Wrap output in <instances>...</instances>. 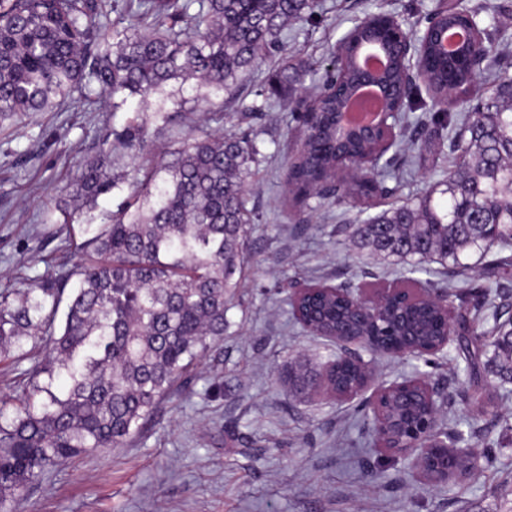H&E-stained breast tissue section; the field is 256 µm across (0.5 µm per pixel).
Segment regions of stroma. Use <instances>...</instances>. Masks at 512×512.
I'll use <instances>...</instances> for the list:
<instances>
[{
    "label": "stroma",
    "instance_id": "stroma-1",
    "mask_svg": "<svg viewBox=\"0 0 512 512\" xmlns=\"http://www.w3.org/2000/svg\"><path fill=\"white\" fill-rule=\"evenodd\" d=\"M441 0H317L316 16L284 32L285 48L310 65L304 79L315 94L338 42L378 6L405 16L415 34L421 17ZM274 61L261 63L239 104L213 117L220 100L198 89L189 118L150 135L176 148L194 124L216 134L245 129L237 110L263 105L256 123L265 156L249 183L257 220L254 264L239 290L240 305L211 357L186 374L187 390L164 400L140 437L115 451L94 453L45 473L20 512H507L512 507V399L477 412L470 386L472 361L464 345L472 332L493 326L494 306L512 308V279L494 301L483 294V266L465 275L421 274L452 308L456 335L447 350L423 358L381 357L375 382L387 385L422 376L443 395L446 431L470 435V445L493 463L467 479L435 486L420 479L409 460L381 455L372 412L360 400L286 399L274 380L292 360L324 366L336 344L295 321L288 292L297 284L376 287L399 278L403 264L360 255L340 225L357 223L359 205L326 204L304 213L283 200L286 157L300 143L296 115L266 102L264 86ZM137 107L113 109L97 83H87L57 111L0 127V292H20L33 280L73 268L88 239L85 222L66 224L60 189L92 159L102 135L121 128ZM424 167L411 170L405 139L386 154L392 201L418 193L449 148L427 125Z\"/></svg>",
    "mask_w": 512,
    "mask_h": 512
}]
</instances>
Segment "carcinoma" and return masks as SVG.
I'll use <instances>...</instances> for the list:
<instances>
[{"label":"carcinoma","instance_id":"cac0c4a2","mask_svg":"<svg viewBox=\"0 0 512 512\" xmlns=\"http://www.w3.org/2000/svg\"><path fill=\"white\" fill-rule=\"evenodd\" d=\"M123 0L112 5L121 18L103 37L102 0H0V125L53 112L84 81L112 94L117 110L131 98L141 107L119 129L107 132L98 155L66 186L73 207L61 209L70 224L93 209L98 198L122 185L128 196L108 222L86 241L83 255L65 275L39 278L15 295L0 292V358L31 338L45 344L48 358L32 367L28 382L5 419L0 400V512L18 505L53 467L95 451L122 448L140 434L157 406L179 392L187 371L224 339L228 311L251 253L253 210L248 180L263 161L255 131L215 137L187 135L170 158L156 153L148 125H167L189 99L153 94L167 84L190 80L231 104L266 56L278 54L267 92L289 107L303 101L306 65L281 54L283 31L315 15L317 0ZM479 11L441 6L428 16L431 33L419 40L426 86L434 96L470 93L481 78L470 50L450 64L437 35L469 28ZM343 67L326 81L358 87L360 59L348 47ZM405 61L388 60L382 83L397 82ZM173 101L174 109L166 108ZM340 97L322 100L323 135L287 167L285 202L306 208L320 197V184L346 155L369 156L362 140L336 141ZM398 123L430 122L451 133L458 157L438 170L439 179L421 194L349 225V237L368 255L408 266L406 284L436 262L469 270L472 255L502 253L489 261L493 277L512 275V72L501 65L492 91L465 101L462 115L448 109L415 115L414 97L386 98ZM129 151L133 163L112 172V143ZM390 161L376 162L375 174L359 175L336 203L363 201L385 190ZM64 320L56 325L61 304ZM308 313L330 330L354 327L386 340L413 336L432 345L441 336L442 315L432 304L396 309L387 322L368 327L333 294L312 298ZM485 357L483 374L504 391L512 385V316L496 317L492 334L474 337ZM320 372L277 377L287 397L305 396ZM48 381H41V377ZM64 379L63 392L53 382Z\"/></svg>","mask_w":512,"mask_h":512}]
</instances>
